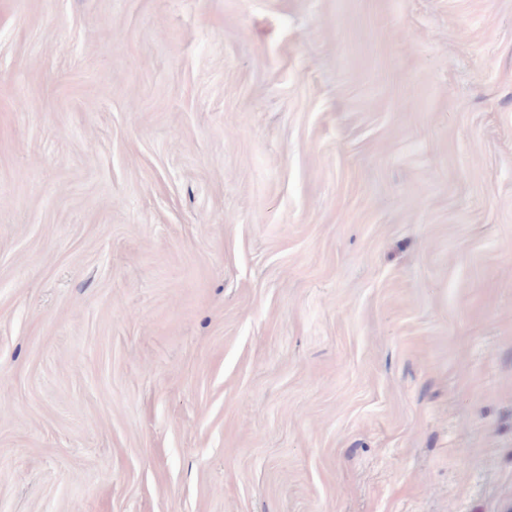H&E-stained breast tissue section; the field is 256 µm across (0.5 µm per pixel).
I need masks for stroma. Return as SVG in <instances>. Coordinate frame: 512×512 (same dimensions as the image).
Instances as JSON below:
<instances>
[{"label": "stroma", "instance_id": "stroma-1", "mask_svg": "<svg viewBox=\"0 0 512 512\" xmlns=\"http://www.w3.org/2000/svg\"><path fill=\"white\" fill-rule=\"evenodd\" d=\"M0 512H512V0H0Z\"/></svg>", "mask_w": 512, "mask_h": 512}]
</instances>
